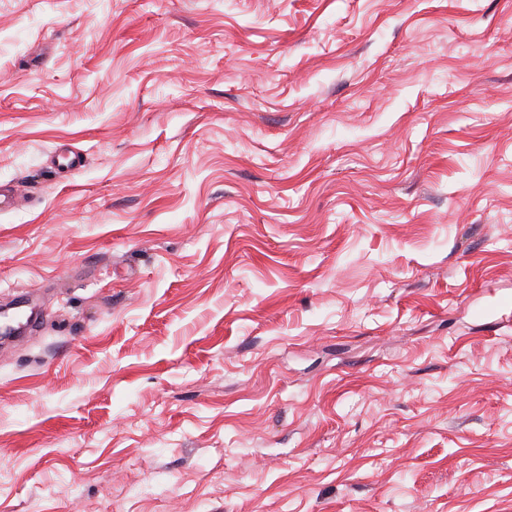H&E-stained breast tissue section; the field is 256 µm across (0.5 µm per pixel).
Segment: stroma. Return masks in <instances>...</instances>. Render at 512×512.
Wrapping results in <instances>:
<instances>
[{"instance_id": "35a3bbf8", "label": "stroma", "mask_w": 512, "mask_h": 512, "mask_svg": "<svg viewBox=\"0 0 512 512\" xmlns=\"http://www.w3.org/2000/svg\"><path fill=\"white\" fill-rule=\"evenodd\" d=\"M11 193L0 512H512V0H0Z\"/></svg>"}]
</instances>
